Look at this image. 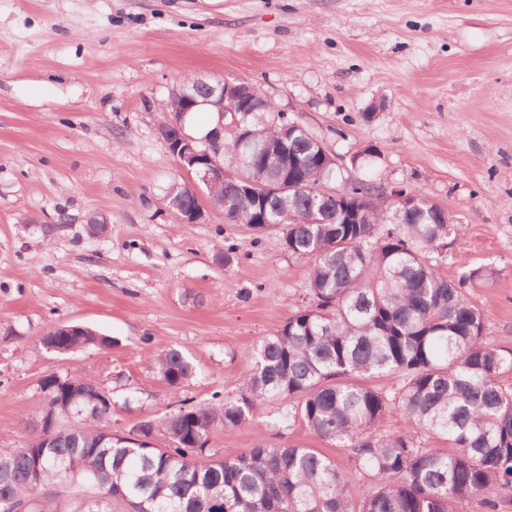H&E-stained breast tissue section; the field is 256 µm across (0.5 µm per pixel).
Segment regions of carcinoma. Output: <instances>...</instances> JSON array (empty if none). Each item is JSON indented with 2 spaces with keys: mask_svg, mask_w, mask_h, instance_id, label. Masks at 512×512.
<instances>
[{
  "mask_svg": "<svg viewBox=\"0 0 512 512\" xmlns=\"http://www.w3.org/2000/svg\"><path fill=\"white\" fill-rule=\"evenodd\" d=\"M277 107L263 97L247 127L260 153L236 154L224 142V167L232 172L217 197L224 221L262 233L279 230L285 251L307 262L308 298L273 335L248 353L250 369L238 393L186 405L161 419L139 423L144 437L167 445L150 448L133 439L103 442L108 417L66 396L37 402L40 416L77 422L43 431L50 441L38 474H32L37 439L0 450V512L19 503L30 512H113L111 494L122 490L137 512H500L512 490V389L499 382L512 370L486 336L487 316L467 289L487 279L483 267L450 280L440 273L448 240L463 225L419 191V207L394 219V210L364 202L363 224H347L340 208L325 224L312 213L330 203L307 187L329 179L349 197H360L373 179L357 181L316 158L310 139L296 133L283 143ZM297 189L267 193L260 206L240 189V178L275 185L282 176ZM108 338L86 331L60 343V354L101 348ZM160 380L177 390L195 373L180 349L160 350ZM383 377L388 385L364 383ZM285 404L281 421H299L314 437L349 451L372 488L358 498L336 462L314 448L272 444L219 461L199 463L213 431L250 423L271 403ZM400 412L406 429L380 431L386 411ZM448 443L446 452L422 438ZM78 490L62 497L63 486Z\"/></svg>",
  "mask_w": 512,
  "mask_h": 512,
  "instance_id": "carcinoma-1",
  "label": "carcinoma"
}]
</instances>
